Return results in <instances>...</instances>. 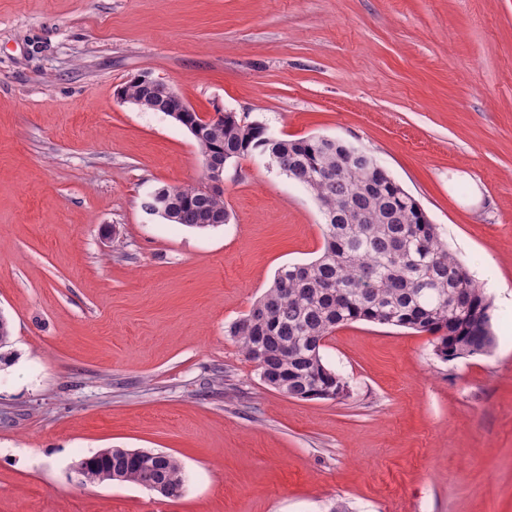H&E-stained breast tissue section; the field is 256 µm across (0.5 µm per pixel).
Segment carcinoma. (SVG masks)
I'll return each instance as SVG.
<instances>
[{
	"instance_id": "cac0c4a2",
	"label": "carcinoma",
	"mask_w": 512,
	"mask_h": 512,
	"mask_svg": "<svg viewBox=\"0 0 512 512\" xmlns=\"http://www.w3.org/2000/svg\"><path fill=\"white\" fill-rule=\"evenodd\" d=\"M122 93L144 97L160 111L171 106L163 83L144 88L131 79ZM197 146L200 156L224 165L248 156L287 160L285 173L322 209V254L281 267L264 295L227 329L267 386L299 400L343 395L347 382L325 365L320 350L334 330L356 321L428 333L445 361L496 348L492 304L482 288L416 200L355 147L337 138H277L234 112L202 126ZM165 190L177 200L181 225L206 230L229 219L224 199L203 196L194 185ZM112 475L142 487L163 484L175 498L184 490L182 465L168 454L150 462L115 449Z\"/></svg>"
}]
</instances>
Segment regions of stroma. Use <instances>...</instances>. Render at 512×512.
<instances>
[{
    "label": "stroma",
    "mask_w": 512,
    "mask_h": 512,
    "mask_svg": "<svg viewBox=\"0 0 512 512\" xmlns=\"http://www.w3.org/2000/svg\"><path fill=\"white\" fill-rule=\"evenodd\" d=\"M371 152L491 300L500 341L444 361L365 321L323 342L347 397L262 381L226 329L323 249L267 159L228 223L143 203L203 173L192 135L118 89ZM0 512H512V0H0ZM104 448L177 457L181 497L80 484ZM145 83L147 84H153L156 82H159L158 80L152 78L150 75H146L144 78ZM170 91V96L172 99L173 105L171 106L170 99L168 98L167 94V87L165 83H156L153 86L149 88H143L138 82L135 81V79H131L128 82H126L122 86V93L125 94L127 97L130 98H146L150 104L154 107V109L163 111L167 108L168 112L172 113H166L168 117L173 119L175 122H177V117L179 112H197L194 116L190 117V120L195 124L198 123L201 119L202 122L208 123L211 120V116H217L214 115H204L202 113H199L195 108L190 105L179 92H177L174 88L171 86H168ZM199 115V117H198ZM171 205L169 196L160 189L151 191L144 202V208L149 214L158 215L165 220L170 219Z\"/></svg>",
    "instance_id": "35a3bbf8"
}]
</instances>
